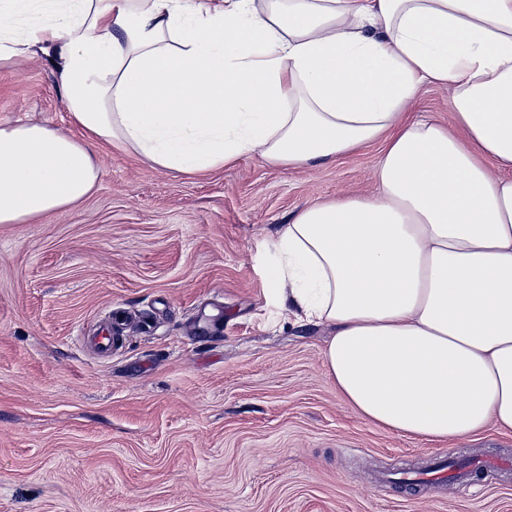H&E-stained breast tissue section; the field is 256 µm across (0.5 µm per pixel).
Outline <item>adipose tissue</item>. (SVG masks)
I'll return each mask as SVG.
<instances>
[{
    "instance_id": "1",
    "label": "adipose tissue",
    "mask_w": 512,
    "mask_h": 512,
    "mask_svg": "<svg viewBox=\"0 0 512 512\" xmlns=\"http://www.w3.org/2000/svg\"><path fill=\"white\" fill-rule=\"evenodd\" d=\"M0 65L56 67L80 137L0 124V224L88 197L98 143L187 173L384 147L368 196L312 203L269 280L325 324V371L369 422L433 444L512 432V0H50ZM448 90L452 125L411 108Z\"/></svg>"
}]
</instances>
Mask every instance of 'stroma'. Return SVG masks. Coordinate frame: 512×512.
I'll return each instance as SVG.
<instances>
[{
    "instance_id": "obj_1",
    "label": "stroma",
    "mask_w": 512,
    "mask_h": 512,
    "mask_svg": "<svg viewBox=\"0 0 512 512\" xmlns=\"http://www.w3.org/2000/svg\"><path fill=\"white\" fill-rule=\"evenodd\" d=\"M16 122L73 130L41 55L0 68ZM382 147L189 174L102 145L89 197L0 224V512H512V468L378 490L442 456L512 458V434L440 446L367 421L323 367L330 328L267 278L279 226L369 194Z\"/></svg>"
}]
</instances>
